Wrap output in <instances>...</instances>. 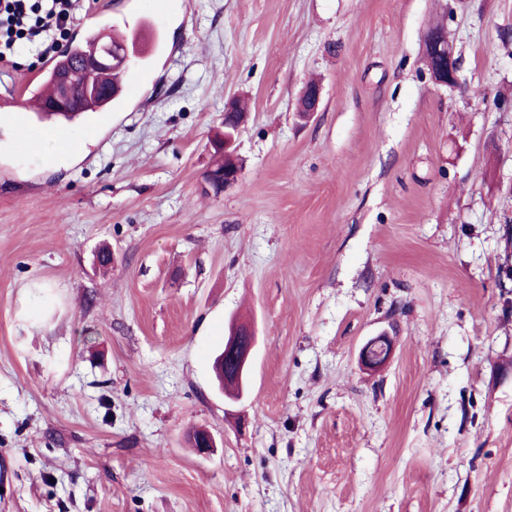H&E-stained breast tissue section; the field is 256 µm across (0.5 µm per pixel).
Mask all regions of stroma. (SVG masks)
I'll use <instances>...</instances> for the list:
<instances>
[{
	"label": "stroma",
	"mask_w": 512,
	"mask_h": 512,
	"mask_svg": "<svg viewBox=\"0 0 512 512\" xmlns=\"http://www.w3.org/2000/svg\"><path fill=\"white\" fill-rule=\"evenodd\" d=\"M176 2L77 14L73 40L135 3L166 43L78 150L32 166L0 122V512H512V0ZM445 2L454 89L424 61ZM51 65L0 62V108ZM235 320L257 343L231 403ZM322 102V89L318 85H306L299 101L297 112L300 117H308L314 112H318ZM232 99H229L224 112V129L227 127L232 131L224 130L222 136L212 141L214 162L205 174L208 190L215 194L237 184L241 177L242 166L234 148L235 134L237 132L239 134L241 122H238L234 116V110L231 107ZM389 347L387 354L386 347ZM392 341L388 336H377L373 338L360 352V361L368 369H377L384 365L392 352Z\"/></svg>",
	"instance_id": "35a3bbf8"
}]
</instances>
